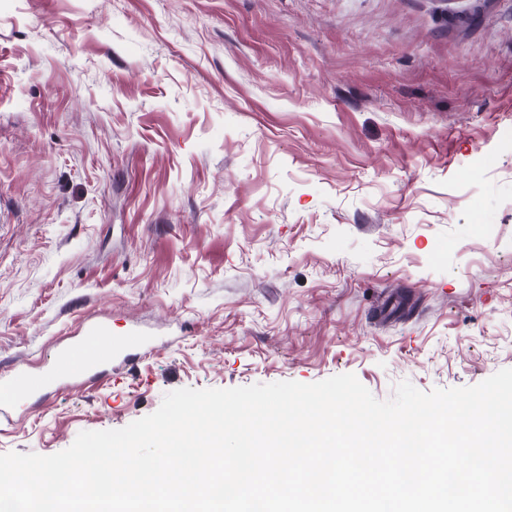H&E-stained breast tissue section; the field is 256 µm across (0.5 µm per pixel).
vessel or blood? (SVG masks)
I'll return each mask as SVG.
<instances>
[{
  "label": "vessel or blood",
  "mask_w": 512,
  "mask_h": 512,
  "mask_svg": "<svg viewBox=\"0 0 512 512\" xmlns=\"http://www.w3.org/2000/svg\"><path fill=\"white\" fill-rule=\"evenodd\" d=\"M142 336L111 337L102 329H88L78 342L60 347L54 361L31 372L16 368L0 376V414L21 395H39L67 384H83L99 369L116 359H125L145 344Z\"/></svg>",
  "instance_id": "1"
}]
</instances>
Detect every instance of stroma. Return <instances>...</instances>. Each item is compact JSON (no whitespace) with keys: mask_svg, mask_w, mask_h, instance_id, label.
<instances>
[{"mask_svg":"<svg viewBox=\"0 0 512 512\" xmlns=\"http://www.w3.org/2000/svg\"><path fill=\"white\" fill-rule=\"evenodd\" d=\"M51 455L166 393L512 368V0H0V374ZM146 344L144 336H107L100 328H90L76 343L57 350L54 361L38 372L15 368L0 376V415L20 395H40L49 389L67 384H84L99 369L114 359L124 362L132 351Z\"/></svg>","mask_w":512,"mask_h":512,"instance_id":"obj_1","label":"stroma"}]
</instances>
